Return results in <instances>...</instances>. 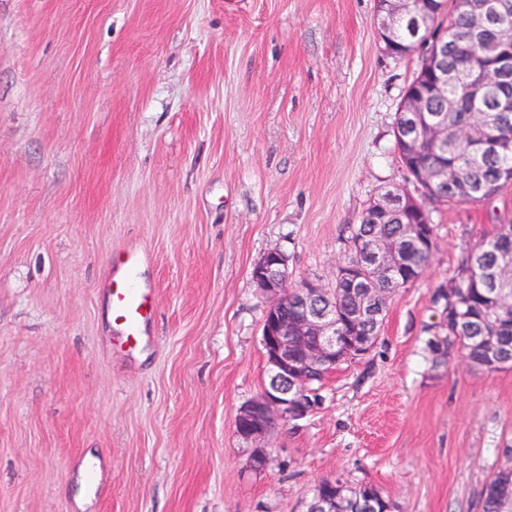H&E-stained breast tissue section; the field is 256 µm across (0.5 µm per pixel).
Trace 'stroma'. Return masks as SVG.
Returning a JSON list of instances; mask_svg holds the SVG:
<instances>
[{
	"label": "stroma",
	"mask_w": 512,
	"mask_h": 512,
	"mask_svg": "<svg viewBox=\"0 0 512 512\" xmlns=\"http://www.w3.org/2000/svg\"><path fill=\"white\" fill-rule=\"evenodd\" d=\"M421 61L386 51L376 0H0V512H307L325 479L482 512L512 465V366L435 364L425 326L512 186L430 205L426 273L320 406L234 428L268 381L254 267L277 249L289 287H334L362 211L406 183L393 130ZM128 246L156 306L132 354L100 291ZM81 457L111 461L106 497Z\"/></svg>",
	"instance_id": "stroma-1"
}]
</instances>
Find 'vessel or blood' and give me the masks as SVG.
Segmentation results:
<instances>
[{
  "mask_svg": "<svg viewBox=\"0 0 512 512\" xmlns=\"http://www.w3.org/2000/svg\"><path fill=\"white\" fill-rule=\"evenodd\" d=\"M144 262L143 251L135 248L121 250L101 283L112 321L120 328L121 344L130 352L144 346L146 328L152 322L155 310L153 288L139 283L137 278V271Z\"/></svg>",
  "mask_w": 512,
  "mask_h": 512,
  "instance_id": "1",
  "label": "vessel or blood"
}]
</instances>
